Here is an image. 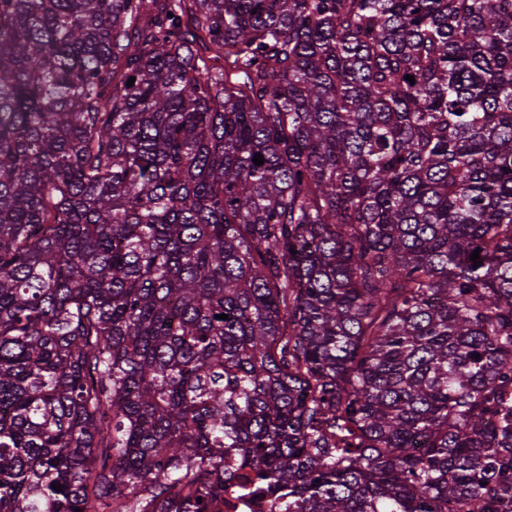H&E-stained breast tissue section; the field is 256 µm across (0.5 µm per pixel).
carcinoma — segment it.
I'll return each instance as SVG.
<instances>
[{
  "label": "carcinoma",
  "instance_id": "obj_1",
  "mask_svg": "<svg viewBox=\"0 0 512 512\" xmlns=\"http://www.w3.org/2000/svg\"><path fill=\"white\" fill-rule=\"evenodd\" d=\"M228 488L512 512V0H0V512Z\"/></svg>",
  "mask_w": 512,
  "mask_h": 512
}]
</instances>
